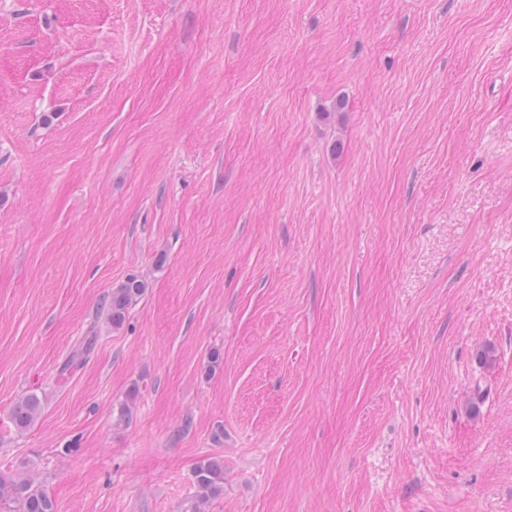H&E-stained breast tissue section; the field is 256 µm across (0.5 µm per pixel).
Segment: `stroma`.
<instances>
[{
  "label": "stroma",
  "mask_w": 512,
  "mask_h": 512,
  "mask_svg": "<svg viewBox=\"0 0 512 512\" xmlns=\"http://www.w3.org/2000/svg\"><path fill=\"white\" fill-rule=\"evenodd\" d=\"M213 457L209 512H512V0H0V472ZM145 289V282L134 277L113 288L103 306L106 319L112 327L123 325L130 308L144 294ZM41 407L37 394H30L19 400L11 411V422L18 432L27 430L36 419Z\"/></svg>",
  "instance_id": "obj_1"
}]
</instances>
